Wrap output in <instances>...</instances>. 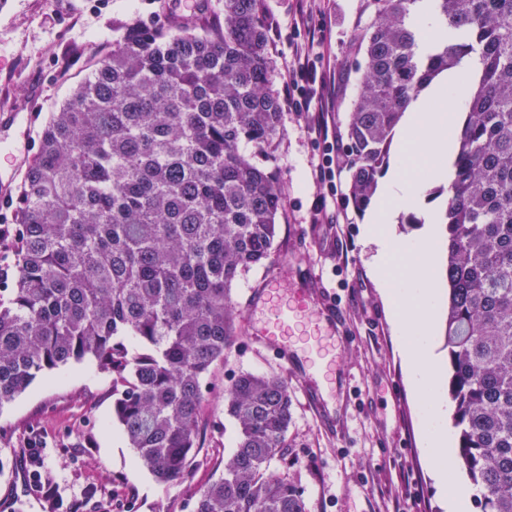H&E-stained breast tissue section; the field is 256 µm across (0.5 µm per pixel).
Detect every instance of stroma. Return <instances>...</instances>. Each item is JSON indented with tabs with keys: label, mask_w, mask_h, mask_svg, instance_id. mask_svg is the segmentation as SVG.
<instances>
[{
	"label": "stroma",
	"mask_w": 512,
	"mask_h": 512,
	"mask_svg": "<svg viewBox=\"0 0 512 512\" xmlns=\"http://www.w3.org/2000/svg\"><path fill=\"white\" fill-rule=\"evenodd\" d=\"M276 26L268 46L275 85H282L294 61L295 26L321 32L318 66L330 72L325 91L328 119L343 130L359 89L356 29L367 22V0H263ZM185 10L183 0H0V98L13 113L30 117L27 138L0 126V142L12 145L7 188L17 191L31 158L25 144H37L50 112L69 97L84 75L83 48L106 50L136 21L165 27ZM309 115L285 108L283 131L268 166L280 182L286 205L280 218L279 247L265 266L233 287L239 334L223 364L212 373L213 391L201 414L199 463L184 483H155L144 491L147 470L135 460L112 419V378L85 361L44 374L21 396L0 407V500L16 499L18 512H40L41 493L22 487L28 441L42 449L41 481L57 489L77 512H192L194 491L224 471L236 431L224 417V386L242 371L287 375L293 395L288 442L297 453L309 512H393L395 503L417 499V512H445L421 445L420 410L406 383L391 319L373 275L375 247L365 237L367 212L348 202V175L319 180L323 144L310 136ZM326 210H319V201ZM338 215L326 222V211ZM281 275L283 291L317 281L327 300L343 310L344 343L337 352L340 371L330 404L335 429L325 428L304 397L303 380L288 375L285 362L249 333L247 303L268 277Z\"/></svg>",
	"instance_id": "1"
}]
</instances>
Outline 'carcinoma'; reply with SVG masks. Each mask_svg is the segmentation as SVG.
<instances>
[{"label":"carcinoma","mask_w":512,"mask_h":512,"mask_svg":"<svg viewBox=\"0 0 512 512\" xmlns=\"http://www.w3.org/2000/svg\"><path fill=\"white\" fill-rule=\"evenodd\" d=\"M421 0H369L361 89L344 152L365 210L398 122L439 73L471 58L477 90L442 196L444 348L455 462L479 512H512V0H427L448 43L420 50ZM261 0H224V24L128 23L50 113L0 246V405L86 360L112 375L115 420L158 481L198 462L208 376L236 336L233 285L276 252L286 197L264 152L280 135ZM250 145L245 154L241 147ZM278 374L224 387L236 427L224 473L193 512H308Z\"/></svg>","instance_id":"cac0c4a2"}]
</instances>
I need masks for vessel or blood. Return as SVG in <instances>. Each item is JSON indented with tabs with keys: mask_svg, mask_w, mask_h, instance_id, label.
<instances>
[{
	"mask_svg": "<svg viewBox=\"0 0 512 512\" xmlns=\"http://www.w3.org/2000/svg\"><path fill=\"white\" fill-rule=\"evenodd\" d=\"M259 336L288 364L299 365L307 374L311 403L322 402L333 383V369L341 331L342 313L334 304L310 306L306 293L289 297L281 293L275 279L266 280L251 305Z\"/></svg>",
	"mask_w": 512,
	"mask_h": 512,
	"instance_id": "1",
	"label": "vessel or blood"
}]
</instances>
